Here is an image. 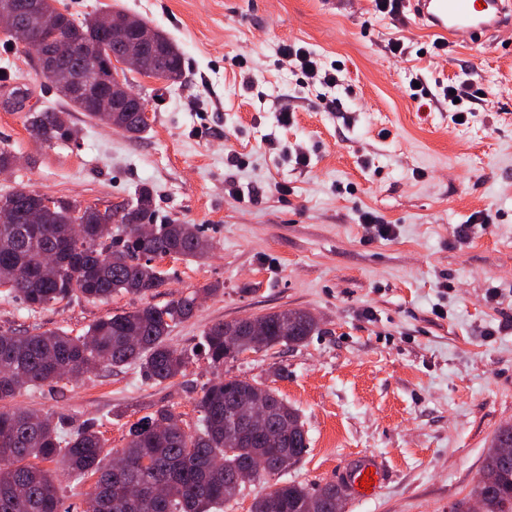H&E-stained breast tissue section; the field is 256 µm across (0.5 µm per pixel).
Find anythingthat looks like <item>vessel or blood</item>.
<instances>
[{
	"label": "vessel or blood",
	"mask_w": 512,
	"mask_h": 512,
	"mask_svg": "<svg viewBox=\"0 0 512 512\" xmlns=\"http://www.w3.org/2000/svg\"><path fill=\"white\" fill-rule=\"evenodd\" d=\"M425 29L443 42L481 44L512 29V0H407Z\"/></svg>",
	"instance_id": "b4317fda"
}]
</instances>
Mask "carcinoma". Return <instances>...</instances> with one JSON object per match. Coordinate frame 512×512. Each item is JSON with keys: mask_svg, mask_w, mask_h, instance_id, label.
Wrapping results in <instances>:
<instances>
[{"mask_svg": "<svg viewBox=\"0 0 512 512\" xmlns=\"http://www.w3.org/2000/svg\"><path fill=\"white\" fill-rule=\"evenodd\" d=\"M26 0H0V11L13 10L30 31L31 48L49 36L41 18L24 9ZM56 0H42L43 12L60 20L57 36L73 42L94 35L91 21L77 24L60 12ZM164 55L150 63L154 78L172 84L185 75L180 46L161 30ZM69 110L34 109L25 116L26 129L44 143L72 140L77 136L68 111L84 112L101 124L124 127L130 134L146 130L135 112L91 111L55 86ZM36 192L21 187L0 198L10 207L0 222V288L6 298L17 297L30 311L72 297L105 301L115 293L139 298L166 284L165 273L154 260L165 256L186 259L209 255L212 243L194 224H157L155 234L141 239L136 226L153 216L152 189L144 185L135 200L123 207L120 224L112 238L101 240L98 225H82V239L71 237L74 221L69 204L61 203L47 213L42 224H23L21 212ZM55 256L57 271L46 272L44 256ZM197 308L196 293L181 294L165 306L144 305L101 319L85 334L64 331L33 335L0 332V403L21 392L65 381L68 370L94 374L103 369L133 365L140 376L155 385L165 384L183 372L184 352L169 343L172 328L191 317ZM261 336H246L242 321L217 322L204 332V350L219 368L226 358L257 352L279 344H299L318 331L308 312L284 309L259 316ZM237 333L236 350L224 352V330ZM260 399L269 408L270 426L282 420L292 426L288 443L274 433L249 437L239 425L251 401ZM199 429L185 431L181 416L161 407L141 418L129 430L121 452L127 467L117 473L104 462L102 433L91 422L75 424L63 414L40 413L23 408H0V512H65L60 489L40 462H55L68 469L76 481L95 477L84 493L82 512H217L241 492L238 474L257 458L265 459L266 472L258 477L260 491L250 512H332L339 487L327 482L317 488L295 481L270 482L283 467L300 461L309 445L308 431L299 410L278 390L247 379L219 378L208 383L196 399ZM512 441V425L499 429L485 458L481 475L470 498L459 501L453 512H470L473 500L481 512H512V455L502 443ZM171 487L172 495L158 503L151 487Z\"/></svg>", "mask_w": 512, "mask_h": 512, "instance_id": "obj_1", "label": "carcinoma"}]
</instances>
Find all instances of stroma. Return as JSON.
Wrapping results in <instances>:
<instances>
[{
  "label": "stroma",
  "instance_id": "35a3bbf8",
  "mask_svg": "<svg viewBox=\"0 0 512 512\" xmlns=\"http://www.w3.org/2000/svg\"><path fill=\"white\" fill-rule=\"evenodd\" d=\"M56 6L78 18L115 10L144 18L181 47L186 82L129 73L148 102L146 132L74 112L77 140L48 145L29 135L26 110L65 103L34 50L0 41V147L23 160L0 174V196L24 186L105 210L146 184L154 223L198 225L213 250L201 260L159 259L168 283L143 300L76 297L31 313L0 298V332L80 335L144 302L220 292L173 328L170 342L188 364L171 383L104 369L23 392L15 405L96 422L110 455L133 423L162 407L195 432L194 400L215 377L255 380L278 389L308 431L285 480L315 486L369 458L383 472L379 488L350 493L344 512H451L476 485L498 430L512 425V33L436 55L413 18L381 17L371 0ZM396 39L406 60L389 51ZM289 42L340 64L326 95L333 109L279 56ZM462 81L471 95L458 125L442 89ZM285 146L307 163L285 160ZM367 210L393 224L392 237L360 224ZM462 224L468 237L456 233ZM283 309L310 312L319 332L219 369L200 349L213 323ZM281 364L284 379L273 375Z\"/></svg>",
  "mask_w": 512,
  "mask_h": 512
}]
</instances>
